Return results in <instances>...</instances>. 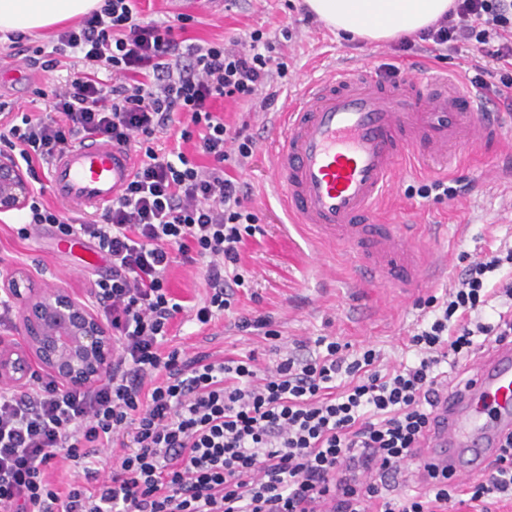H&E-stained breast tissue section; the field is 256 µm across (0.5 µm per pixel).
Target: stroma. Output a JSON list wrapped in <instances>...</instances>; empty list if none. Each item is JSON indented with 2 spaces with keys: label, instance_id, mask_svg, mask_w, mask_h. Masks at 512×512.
I'll use <instances>...</instances> for the list:
<instances>
[{
  "label": "stroma",
  "instance_id": "stroma-1",
  "mask_svg": "<svg viewBox=\"0 0 512 512\" xmlns=\"http://www.w3.org/2000/svg\"><path fill=\"white\" fill-rule=\"evenodd\" d=\"M215 8L202 4L193 9V22L186 35L194 42L221 39L246 40L255 29L277 33L294 24L292 42L279 54L288 64V85L275 106L264 111L248 103L217 102L227 125L248 124L256 137L249 162L232 175L250 189L247 204L257 213L264 229L249 239L241 253L242 266L252 275L250 287L238 292L230 313L219 317L204 331L193 324H173L168 337L172 347L188 353L223 352L225 356H254L258 366L275 360L272 345L281 352L292 349L299 339L332 336L353 349L373 347L386 360L398 362L404 356L403 342L419 315L415 303L436 293L456 279L462 266L461 253L487 249L493 239L512 235V181L501 180L482 186L475 177L486 148L462 146L455 154L461 164L448 184L458 196L443 202L423 198L419 188L434 180L431 172L405 177L398 183L389 203L388 220L421 227L420 240L430 252L449 253L447 265L437 267L433 282L399 298L375 284L357 282L346 256L326 253L301 229L290 224L273 185L269 145L277 136L279 114L298 94L303 82L333 69L382 71L395 65L400 77L424 78L437 73L449 81L471 83L475 73L466 52L448 59L398 51L396 42L366 44L349 41L318 18L309 17L303 0H223ZM65 68L37 72L33 83L0 84V99L25 110L43 109V100L34 88H48L65 78ZM24 220L23 211L0 213V280L13 271L31 273L39 285L64 288L84 298L92 296V282L104 273L103 260L93 259V247L68 251L52 228L32 231L19 238L16 229ZM272 318L280 333L278 343H270L255 330L238 331L232 326L235 315Z\"/></svg>",
  "mask_w": 512,
  "mask_h": 512
}]
</instances>
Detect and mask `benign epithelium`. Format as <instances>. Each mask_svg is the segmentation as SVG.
<instances>
[{"label":"benign epithelium","mask_w":512,"mask_h":512,"mask_svg":"<svg viewBox=\"0 0 512 512\" xmlns=\"http://www.w3.org/2000/svg\"><path fill=\"white\" fill-rule=\"evenodd\" d=\"M31 184L14 157L0 153V213L19 210ZM23 272L0 284L18 305L21 335L39 369L67 388L97 383L112 368V330L86 299L65 288H21Z\"/></svg>","instance_id":"benign-epithelium-1"}]
</instances>
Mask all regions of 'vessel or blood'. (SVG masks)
<instances>
[{"mask_svg": "<svg viewBox=\"0 0 512 512\" xmlns=\"http://www.w3.org/2000/svg\"><path fill=\"white\" fill-rule=\"evenodd\" d=\"M282 125L270 154L291 223L343 249L362 279L390 288L426 275L411 225L379 214L404 161L445 164L449 146L461 143L492 142L501 155L512 154V118L475 111L465 87L434 95L416 79L388 82L363 70L305 83ZM131 168L125 148L85 143L50 164L48 182L61 204L91 213L118 196ZM435 419L423 443L427 464L455 477L482 474L501 435L512 431V344L482 355Z\"/></svg>", "mask_w": 512, "mask_h": 512, "instance_id": "1", "label": "vessel or blood"}]
</instances>
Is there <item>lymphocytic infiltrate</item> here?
<instances>
[{"mask_svg": "<svg viewBox=\"0 0 512 512\" xmlns=\"http://www.w3.org/2000/svg\"><path fill=\"white\" fill-rule=\"evenodd\" d=\"M175 22L146 21L137 0L100 9L30 47L29 68L76 66L63 84L35 89L48 113L0 121V142L29 173L85 141L129 147L179 129L194 155L145 149L100 219L78 220L34 193L25 238L43 225L92 244L111 268L94 306L112 328L116 357L96 384L66 389L32 375L25 392L0 387V512H454L459 496L512 497V434L486 476L459 483L422 464L439 403L454 392L449 369L512 341V241L464 254L453 285L416 303L405 344L413 362L383 364L367 347L320 336L296 341L273 366L213 352L167 348L174 320L191 311L211 325L250 279L240 253L261 233L247 187L231 166L252 156L247 126H228L217 100L272 108L288 75L266 32L184 44ZM467 47L492 60L498 94L512 98V0H455L417 40L443 60ZM206 164H199V157ZM205 267V296L185 308L167 287L176 260ZM118 444L97 488L57 487L47 470Z\"/></svg>", "mask_w": 512, "mask_h": 512, "instance_id": "obj_1", "label": "lymphocytic infiltrate"}]
</instances>
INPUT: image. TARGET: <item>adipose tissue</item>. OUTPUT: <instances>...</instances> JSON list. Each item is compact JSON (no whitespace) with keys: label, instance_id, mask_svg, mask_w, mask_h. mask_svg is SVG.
Instances as JSON below:
<instances>
[{"label":"adipose tissue","instance_id":"adipose-tissue-1","mask_svg":"<svg viewBox=\"0 0 512 512\" xmlns=\"http://www.w3.org/2000/svg\"><path fill=\"white\" fill-rule=\"evenodd\" d=\"M337 33L370 43L419 33L453 0H304ZM100 0H0V32L47 28L88 14Z\"/></svg>","mask_w":512,"mask_h":512}]
</instances>
